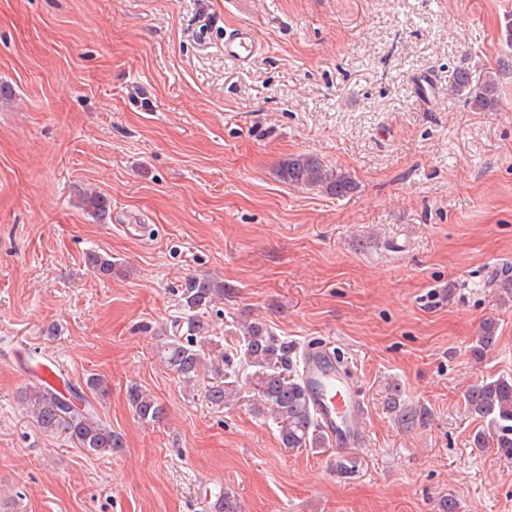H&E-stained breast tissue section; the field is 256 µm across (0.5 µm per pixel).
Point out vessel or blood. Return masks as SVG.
<instances>
[{
  "mask_svg": "<svg viewBox=\"0 0 512 512\" xmlns=\"http://www.w3.org/2000/svg\"><path fill=\"white\" fill-rule=\"evenodd\" d=\"M258 47L254 30L246 25L224 35V56L246 65ZM302 380L320 430L333 446L360 448L368 443L365 407L354 379L336 362L326 346L312 344L302 352Z\"/></svg>",
  "mask_w": 512,
  "mask_h": 512,
  "instance_id": "vessel-or-blood-1",
  "label": "vessel or blood"
}]
</instances>
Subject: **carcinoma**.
<instances>
[{
    "label": "carcinoma",
    "mask_w": 512,
    "mask_h": 512,
    "mask_svg": "<svg viewBox=\"0 0 512 512\" xmlns=\"http://www.w3.org/2000/svg\"><path fill=\"white\" fill-rule=\"evenodd\" d=\"M455 88L466 95L471 108L478 112H492L498 106V81L492 73L475 82L469 71L463 69L456 75ZM277 175L290 186L319 190L338 198L356 189L350 175L327 172L312 153L289 157L279 166ZM80 205L99 221L108 216L107 199L99 194L84 195ZM86 264L101 276L110 277L117 271L108 254L90 252ZM220 292V286L207 278H191L185 283L187 315L171 322L173 336L160 346L164 364L186 384L197 382L204 372L209 373L219 383L209 387L207 398L216 406H224L238 399L240 393L237 380H224V367L241 358L251 368L246 380L258 396L254 410L277 424L282 445L324 447L326 438L319 430L301 377L288 357V343L279 341L265 323L252 320L239 322L235 348H224L208 336L209 326L198 311L213 305ZM496 343L497 324L488 318L472 346L474 360L483 361ZM127 398L141 422L155 424L165 419V406L139 386H130ZM18 399L41 430L65 435L90 455L110 454L123 447L121 437L101 421L83 392L73 386L67 385L62 391L43 383L33 384L24 388ZM464 402L467 414L485 423V428L474 434L473 446L481 450L493 448L499 456L512 460V378L499 377L472 385L464 393ZM388 404L403 426L414 425L417 412L401 407L399 392L394 387Z\"/></svg>",
    "instance_id": "cac0c4a2"
}]
</instances>
